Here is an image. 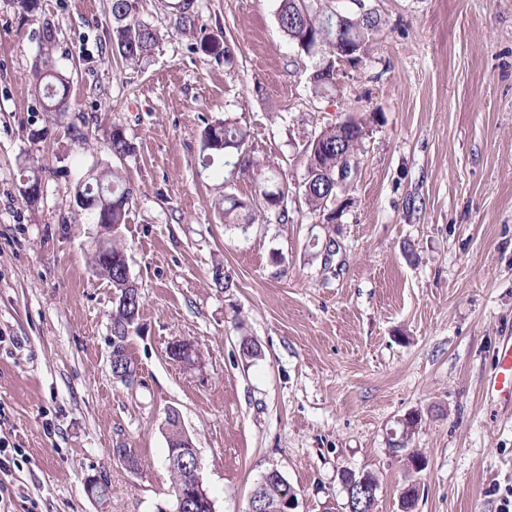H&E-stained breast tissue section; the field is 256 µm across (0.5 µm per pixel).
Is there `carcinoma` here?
I'll list each match as a JSON object with an SVG mask.
<instances>
[{
	"label": "carcinoma",
	"mask_w": 512,
	"mask_h": 512,
	"mask_svg": "<svg viewBox=\"0 0 512 512\" xmlns=\"http://www.w3.org/2000/svg\"><path fill=\"white\" fill-rule=\"evenodd\" d=\"M170 19L176 29L193 41L192 49L201 51L225 67L235 66V56L222 31L209 32L198 24V0H164ZM138 0H111L112 50L129 65H136L150 55L160 39V31L137 16ZM324 21L314 15V6L307 0H280L277 20L281 31L292 41L301 42L302 52L318 58L323 65L333 57L331 49L336 43L363 45L369 50L374 37L381 30V19L373 25L365 22L350 24L336 22V13L327 14ZM42 39L38 55L33 63L32 76L35 88L43 100V111L60 113L69 107L70 81L54 58L57 29L49 20L41 24ZM349 127L340 129L335 124L321 127L319 141L309 143L308 155L315 156L316 165L309 170L311 193L305 198L310 213L320 224L336 223L338 196L336 173L340 168H359L361 141L358 132L364 120L359 117L346 118ZM107 150L112 157L122 161L134 152L132 142L125 130L118 125L112 127ZM203 168L222 163L228 175L247 174L252 177L254 194L249 198L226 193L214 203L226 224H278L288 223V193L291 188L279 180V173L266 161L254 157L248 149L247 132L238 121L227 116L222 121L207 125L201 135L200 154ZM77 207L87 215L92 224H126L134 199V191L126 180L123 168L105 165L88 172L87 178L74 189ZM91 263L96 273L112 283L117 294L127 287L124 276L127 257L121 234L97 241L91 254ZM262 496L270 501H279L295 493L291 485L272 475L261 481Z\"/></svg>",
	"instance_id": "obj_1"
}]
</instances>
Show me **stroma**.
I'll list each match as a JSON object with an SVG mask.
<instances>
[{"label": "stroma", "instance_id": "1", "mask_svg": "<svg viewBox=\"0 0 512 512\" xmlns=\"http://www.w3.org/2000/svg\"><path fill=\"white\" fill-rule=\"evenodd\" d=\"M365 5L380 35L317 94L316 60L281 32L279 0H200V24L234 50L230 71L191 50L161 0H139L161 39L135 66L112 53L110 0H41L70 78L68 111L49 114L31 86L39 23L0 0V434L22 451L0 512H172L171 409L214 512H247L273 468L297 512H347V471L376 476L377 512H399L411 479L415 512H505L512 403L487 381L512 338V0ZM227 115L293 186L315 129L363 118L336 224L300 200L286 224L221 223L215 199L253 191L201 167L200 132ZM116 124L135 147L123 163L142 296L131 386L112 375L115 290L91 266L97 227L74 203L87 170L111 162ZM328 232L327 267L313 241ZM245 338L257 358L241 354ZM183 339L196 368L168 354ZM409 412L422 418L415 475L391 451ZM116 448L135 449L138 471ZM91 476L107 479L106 500L87 496Z\"/></svg>", "mask_w": 512, "mask_h": 512}]
</instances>
